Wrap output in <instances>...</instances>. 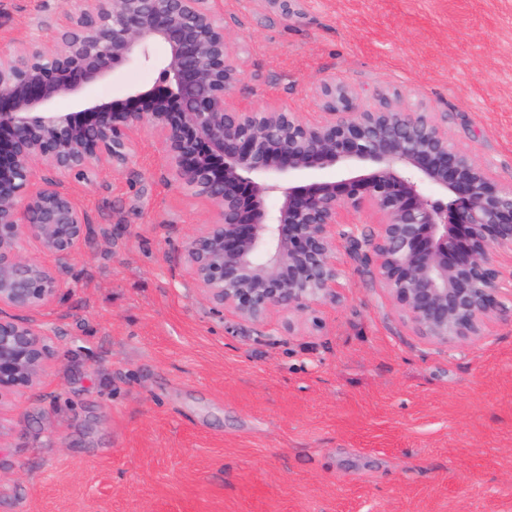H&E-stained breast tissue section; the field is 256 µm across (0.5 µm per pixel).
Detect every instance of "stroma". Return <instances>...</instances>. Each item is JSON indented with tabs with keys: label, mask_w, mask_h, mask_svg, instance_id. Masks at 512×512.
<instances>
[{
	"label": "stroma",
	"mask_w": 512,
	"mask_h": 512,
	"mask_svg": "<svg viewBox=\"0 0 512 512\" xmlns=\"http://www.w3.org/2000/svg\"><path fill=\"white\" fill-rule=\"evenodd\" d=\"M77 0H0V43L54 40ZM247 110L323 118L322 82L401 96L512 183V0H216ZM126 62L87 94L149 90ZM85 215L59 358L0 418V512H512V324L462 350L402 324L344 253L336 303L219 317L183 270L212 209L142 125L120 172L39 169ZM297 324L287 331V320Z\"/></svg>",
	"instance_id": "1"
}]
</instances>
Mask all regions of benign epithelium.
<instances>
[{
  "label": "benign epithelium",
  "mask_w": 512,
  "mask_h": 512,
  "mask_svg": "<svg viewBox=\"0 0 512 512\" xmlns=\"http://www.w3.org/2000/svg\"><path fill=\"white\" fill-rule=\"evenodd\" d=\"M80 2L55 41L0 45V415L58 358L30 314L55 301L89 231L56 181L33 186L35 166L120 171L143 124L171 180L214 207L181 254L216 315L260 324L339 301L341 251L431 344L462 349L512 323L502 294L512 281V185L457 147L439 113L399 97L366 106L334 82L322 86L318 123L283 109L239 112L228 93L241 64L214 0ZM155 43L167 57L151 89L55 109L119 64L149 58ZM336 164L334 181L303 178ZM363 209L379 215L376 231L346 221ZM27 239L54 264L25 257Z\"/></svg>",
  "instance_id": "7a95c632"
}]
</instances>
